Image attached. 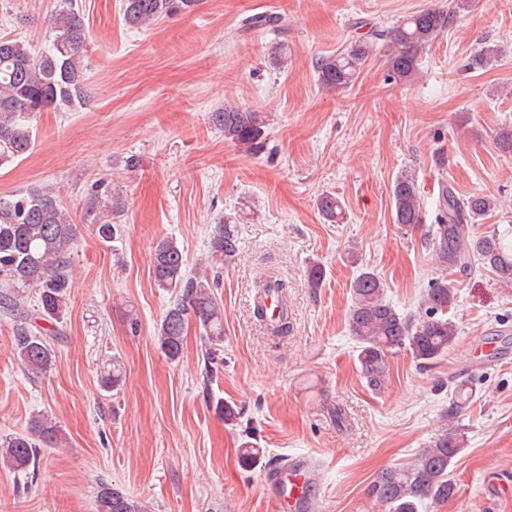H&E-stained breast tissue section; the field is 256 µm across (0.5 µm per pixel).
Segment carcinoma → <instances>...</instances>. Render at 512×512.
<instances>
[{"mask_svg":"<svg viewBox=\"0 0 512 512\" xmlns=\"http://www.w3.org/2000/svg\"><path fill=\"white\" fill-rule=\"evenodd\" d=\"M198 0H121L125 25L142 28L179 9L189 11ZM469 0H448V6L426 8L403 18L392 27L370 30L371 39H356L341 51L316 62L318 82L332 89L353 86L378 43L387 48L389 79L408 83L420 70V50L435 42L453 26L457 14ZM48 47L35 50L23 40L0 37V166L12 163L35 145L34 118L49 110H70L85 104L86 68L83 51L88 37L84 14L73 0L52 20ZM224 139L248 154L260 152L266 140L265 118L258 112L226 107L211 115ZM394 223L415 228L424 223L420 187L414 176H397L392 189ZM494 201L483 195L460 198L444 187L437 200V215L430 225L432 255L441 275L429 284L419 310L402 313L385 298L378 275L367 268L351 285L348 329L357 343V362L367 387L378 392L389 380L390 359L401 352L427 364L441 357L458 338V329L448 319L455 305L458 284L453 273L487 270L497 280L512 285V243L493 230L474 231V220L494 210ZM317 209L329 222L340 223L344 211L340 199L323 194ZM125 199L118 193L103 202H92L88 221L97 225L104 242L116 239ZM77 225L58 196L48 189H32L0 197V315L16 323L17 357L35 376L49 371L54 350L42 334L31 329V319L63 322L69 310L71 279L70 250L77 238ZM239 249L237 225L230 217L213 226L208 257L216 267L230 264ZM152 274L162 289L177 290L176 299L156 324L159 349L170 361L180 358L190 321L205 333L212 351L224 344V307L216 300L212 285L203 276H190L176 239H157L151 255ZM263 292L274 291L280 314L273 323L276 333L287 325L284 306L286 284L267 277ZM32 299L35 309L24 308ZM473 389L460 382L448 398L441 416L443 427L421 449L414 461L380 471L369 492L385 512H420L428 503H443L455 496L457 485L450 475L454 459L464 441L456 423L473 403ZM33 429L46 442L58 441V427L48 420L34 422ZM0 463L28 475L36 467L38 451L25 435L0 443ZM97 512H147L139 500L102 483L96 492Z\"/></svg>","mask_w":512,"mask_h":512,"instance_id":"cac0c4a2","label":"carcinoma"}]
</instances>
